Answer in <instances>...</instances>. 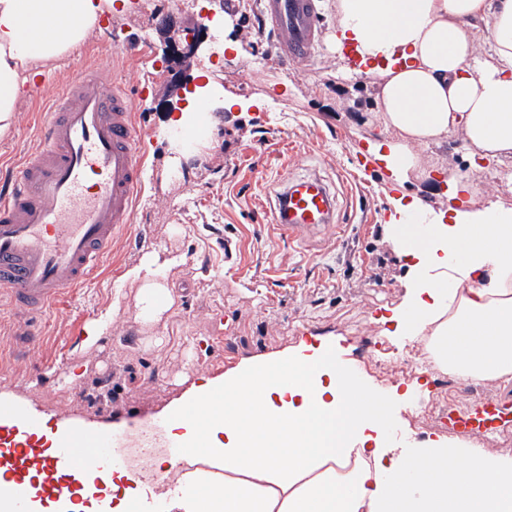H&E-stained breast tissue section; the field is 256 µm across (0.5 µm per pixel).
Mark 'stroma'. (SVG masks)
Segmentation results:
<instances>
[{"instance_id": "obj_1", "label": "stroma", "mask_w": 512, "mask_h": 512, "mask_svg": "<svg viewBox=\"0 0 512 512\" xmlns=\"http://www.w3.org/2000/svg\"><path fill=\"white\" fill-rule=\"evenodd\" d=\"M258 0H132V7L89 36L50 76L30 87L12 134L0 138V157L18 162L37 143L38 116L51 105L69 73L103 62L102 76L134 93L136 122L146 153L143 189L130 234L114 243L100 276L58 305L42 321L39 346L16 353L0 340V389L21 400L34 423L60 424L69 444L78 423L105 424L111 450L128 454L142 437L168 451L163 428L168 408L189 380L218 374L241 359L285 353L300 341L327 340L375 391L393 386L391 356L413 351L381 337L368 314L398 306L405 270L384 226L393 206L386 176L365 161L375 132L361 121L371 112L367 89L349 87L336 53L323 43L313 62L282 68L272 35H261ZM206 26L197 54L174 57L173 30ZM233 40L242 56L225 54ZM130 41L147 55L129 59ZM221 72L203 102L213 119L202 144L177 149L167 116L188 106L206 65ZM239 99L224 109L225 92ZM264 149L256 159V149ZM321 175L337 201L335 227L288 242L272 221L275 194L288 178ZM148 256L179 257L167 273L173 312L161 323L142 319L137 284L126 268ZM111 317L112 328L84 346L90 324ZM379 337L373 364L361 358L356 333ZM84 373L66 382L72 366ZM413 400L393 404L385 448L420 443L410 414Z\"/></svg>"}]
</instances>
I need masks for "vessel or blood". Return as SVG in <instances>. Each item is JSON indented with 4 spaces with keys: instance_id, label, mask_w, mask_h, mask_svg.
<instances>
[{
    "instance_id": "b4317fda",
    "label": "vessel or blood",
    "mask_w": 512,
    "mask_h": 512,
    "mask_svg": "<svg viewBox=\"0 0 512 512\" xmlns=\"http://www.w3.org/2000/svg\"><path fill=\"white\" fill-rule=\"evenodd\" d=\"M262 28L276 39L285 67L313 60L323 30L318 0H258ZM38 145L16 166L0 165V300L21 322L13 336L26 347L40 340L36 324L74 289L89 284L131 226L145 157L129 93L87 66L68 78L37 124ZM336 209L328 184L315 175L291 178L273 217L295 240L330 226ZM512 427V404L492 400L449 415L458 434ZM15 468L34 470L44 492L62 498L73 481L108 465L102 450L62 448L46 457L15 450Z\"/></svg>"
}]
</instances>
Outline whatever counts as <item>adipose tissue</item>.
Returning a JSON list of instances; mask_svg holds the SVG:
<instances>
[{
    "label": "adipose tissue",
    "mask_w": 512,
    "mask_h": 512,
    "mask_svg": "<svg viewBox=\"0 0 512 512\" xmlns=\"http://www.w3.org/2000/svg\"><path fill=\"white\" fill-rule=\"evenodd\" d=\"M115 0H0V137L26 89L77 49ZM349 83L367 79L384 136L370 145L389 174L386 231L407 269L403 303L381 315L393 336L480 383L512 380V208L474 203L479 160L512 163V0H333ZM462 134L467 172H448L434 210L405 189L428 178L421 148ZM155 258L125 272L141 316L174 300ZM389 405L344 363L259 354L192 383L167 419L177 455L155 456L180 492L173 512H512V457L430 444L383 459L371 442Z\"/></svg>",
    "instance_id": "ef3b65f1"
}]
</instances>
